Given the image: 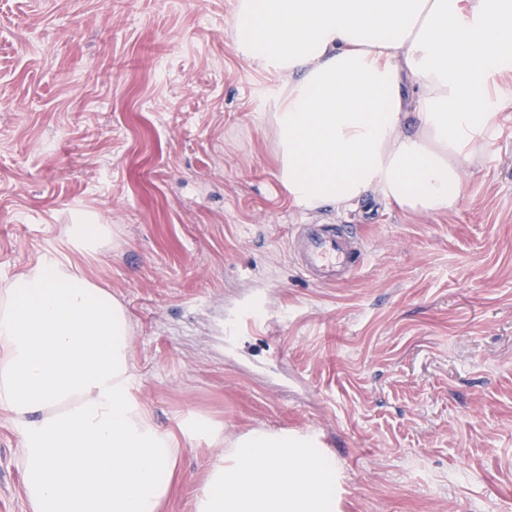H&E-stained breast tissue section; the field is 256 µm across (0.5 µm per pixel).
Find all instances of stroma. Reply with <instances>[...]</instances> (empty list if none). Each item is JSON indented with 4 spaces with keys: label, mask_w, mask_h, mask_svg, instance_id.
<instances>
[{
    "label": "stroma",
    "mask_w": 512,
    "mask_h": 512,
    "mask_svg": "<svg viewBox=\"0 0 512 512\" xmlns=\"http://www.w3.org/2000/svg\"><path fill=\"white\" fill-rule=\"evenodd\" d=\"M235 7L0 0V284L71 262L125 307L161 426L319 439L335 512H512V70L491 78L499 127L454 209L305 210L277 176L279 82L235 51ZM310 223L363 237L347 283L292 259ZM68 224L111 236L87 253ZM20 448L0 413V512H27ZM216 453L183 449L165 512H191Z\"/></svg>",
    "instance_id": "obj_1"
}]
</instances>
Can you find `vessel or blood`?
I'll return each instance as SVG.
<instances>
[{
	"label": "vessel or blood",
	"mask_w": 512,
	"mask_h": 512,
	"mask_svg": "<svg viewBox=\"0 0 512 512\" xmlns=\"http://www.w3.org/2000/svg\"><path fill=\"white\" fill-rule=\"evenodd\" d=\"M294 258L313 283L336 286L361 268L365 251L361 242L333 225L305 224L294 240Z\"/></svg>",
	"instance_id": "b4317fda"
}]
</instances>
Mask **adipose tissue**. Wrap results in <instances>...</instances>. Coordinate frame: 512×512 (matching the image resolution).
<instances>
[{"label": "adipose tissue", "mask_w": 512, "mask_h": 512, "mask_svg": "<svg viewBox=\"0 0 512 512\" xmlns=\"http://www.w3.org/2000/svg\"><path fill=\"white\" fill-rule=\"evenodd\" d=\"M232 37L281 83L278 177L296 206L375 191L442 212L498 126L489 79L512 70V0H239ZM129 333L111 291L62 260L0 285V412L21 437L27 512H162L182 444L223 443L192 416L177 435L156 422ZM333 481L308 440L255 430L215 457L192 512H333Z\"/></svg>", "instance_id": "obj_1"}]
</instances>
